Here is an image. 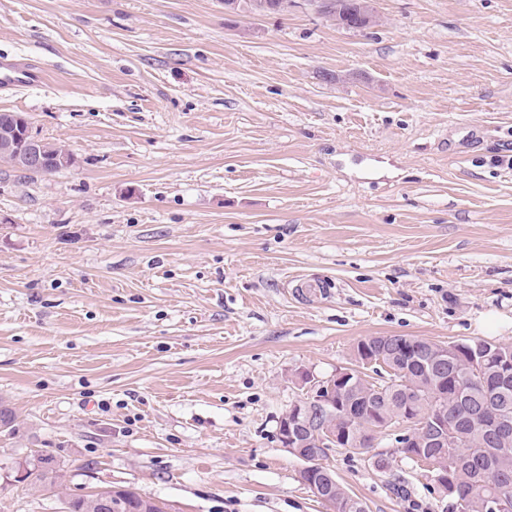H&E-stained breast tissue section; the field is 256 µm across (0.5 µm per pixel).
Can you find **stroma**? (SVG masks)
<instances>
[{
	"label": "stroma",
	"mask_w": 512,
	"mask_h": 512,
	"mask_svg": "<svg viewBox=\"0 0 512 512\" xmlns=\"http://www.w3.org/2000/svg\"><path fill=\"white\" fill-rule=\"evenodd\" d=\"M376 8L0 0V55L46 75L0 112L75 158L0 164V512H61L14 482L38 455L169 512H332L280 440L300 371L512 344V0ZM395 438L321 464L368 512H443ZM226 1V2H225ZM237 2V7H236ZM224 0L225 13H233L242 7L253 14H279L280 12L287 11L288 0ZM243 2V5L241 4ZM345 2L344 14L340 16L336 23L341 28L345 29H358L365 27L364 23L359 21L355 11L357 8L359 13L366 19V27L375 24L378 21L379 15L377 14L375 7V0H343ZM353 3L354 6H353Z\"/></svg>",
	"instance_id": "35a3bbf8"
}]
</instances>
